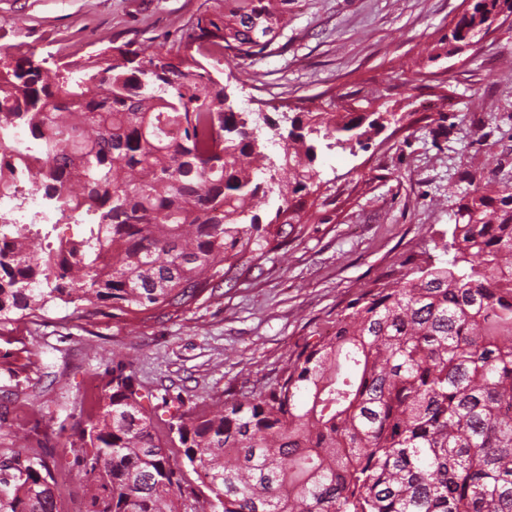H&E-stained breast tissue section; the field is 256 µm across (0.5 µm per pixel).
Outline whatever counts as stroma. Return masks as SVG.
Returning a JSON list of instances; mask_svg holds the SVG:
<instances>
[{
  "mask_svg": "<svg viewBox=\"0 0 512 512\" xmlns=\"http://www.w3.org/2000/svg\"><path fill=\"white\" fill-rule=\"evenodd\" d=\"M202 0H0V48L86 58L110 43L156 47ZM463 0H288L287 25L251 59L214 72L237 110L279 118L335 98L400 117L367 148H320L329 189L286 249L174 317H83L53 306L0 326V460L72 466L68 438L96 411L107 371L129 363L147 409L222 406L273 382L332 330L360 291L444 265L461 199L512 187V22L446 54Z\"/></svg>",
  "mask_w": 512,
  "mask_h": 512,
  "instance_id": "stroma-1",
  "label": "stroma"
}]
</instances>
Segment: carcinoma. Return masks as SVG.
Returning a JSON list of instances; mask_svg holds the SVG:
<instances>
[{
    "instance_id": "carcinoma-1",
    "label": "carcinoma",
    "mask_w": 512,
    "mask_h": 512,
    "mask_svg": "<svg viewBox=\"0 0 512 512\" xmlns=\"http://www.w3.org/2000/svg\"><path fill=\"white\" fill-rule=\"evenodd\" d=\"M288 0H204L148 53L130 42L82 60L0 50V130L28 153L0 156V197L31 180L56 223L0 213V324L72 304L88 317L194 304L302 232L324 182L318 143L364 147L390 112H296L273 158L268 115L239 112L198 57L259 56ZM512 0H473L448 37L471 42ZM274 217L260 208L272 195ZM78 219L77 237L49 238ZM447 265L363 291L330 338L307 342L259 393L163 419L133 371L112 369L78 427L85 512H512V192L462 198ZM0 512H58L41 459L15 455ZM208 491L183 497L188 472Z\"/></svg>"
}]
</instances>
